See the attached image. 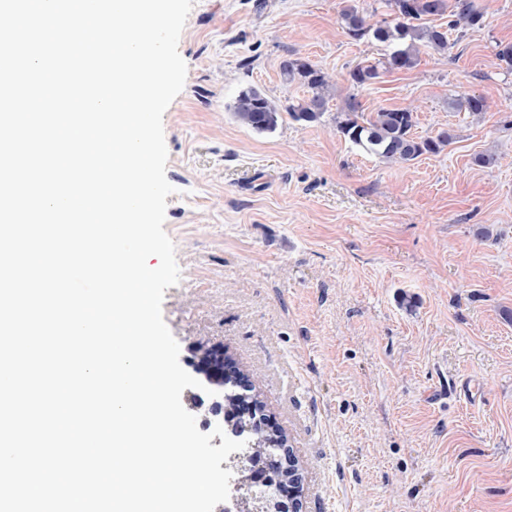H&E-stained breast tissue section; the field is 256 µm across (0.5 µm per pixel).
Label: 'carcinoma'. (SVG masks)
I'll list each match as a JSON object with an SVG mask.
<instances>
[{
    "label": "carcinoma",
    "mask_w": 512,
    "mask_h": 512,
    "mask_svg": "<svg viewBox=\"0 0 512 512\" xmlns=\"http://www.w3.org/2000/svg\"><path fill=\"white\" fill-rule=\"evenodd\" d=\"M388 17L370 22L356 6L346 4L339 12L345 34L361 41L371 38L385 46L382 57L365 60L349 71L352 86L361 88L379 77V70L388 72L411 70L418 65L421 48L437 53L448 51V31L464 23L468 26L483 24L484 12L474 0H382ZM450 17L447 25H428L431 17ZM281 75L287 82L298 81L311 91V96L291 104L286 112L291 120L313 123L323 115L333 83L331 77L302 58H287L282 62ZM455 107L478 116L487 110L481 96L468 95L458 99ZM233 114L242 125L258 132L274 131L282 112L263 93L253 87L239 92ZM416 123L414 112L408 108L385 109L365 114L355 97H349L336 115V130L364 153L386 162L407 164L423 154H439L452 140L446 130L434 136L418 138L413 134Z\"/></svg>",
    "instance_id": "cac0c4a2"
}]
</instances>
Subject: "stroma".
<instances>
[{
    "mask_svg": "<svg viewBox=\"0 0 512 512\" xmlns=\"http://www.w3.org/2000/svg\"><path fill=\"white\" fill-rule=\"evenodd\" d=\"M192 2L163 116L181 278L162 314L181 366L220 346L250 376L303 512H512V73L495 55L512 0H478L484 27L362 88L350 68L383 48L345 35L342 0ZM291 57L334 80L320 121L237 122L243 88L308 96L281 76ZM467 95L487 112L452 108ZM352 96L454 139L405 165L366 155L336 130ZM487 151L498 163L477 165Z\"/></svg>",
    "mask_w": 512,
    "mask_h": 512,
    "instance_id": "35a3bbf8",
    "label": "stroma"
}]
</instances>
